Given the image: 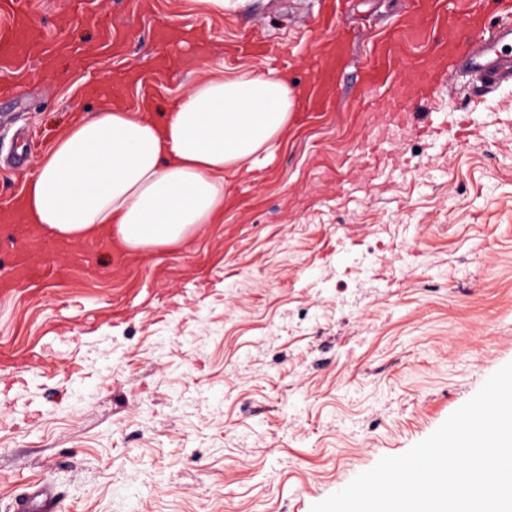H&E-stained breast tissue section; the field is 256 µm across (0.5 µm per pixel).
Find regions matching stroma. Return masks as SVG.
I'll return each mask as SVG.
<instances>
[{
    "instance_id": "1",
    "label": "stroma",
    "mask_w": 512,
    "mask_h": 512,
    "mask_svg": "<svg viewBox=\"0 0 512 512\" xmlns=\"http://www.w3.org/2000/svg\"><path fill=\"white\" fill-rule=\"evenodd\" d=\"M34 20L74 48L63 67L32 61L0 98V212L39 165L18 167L14 136L44 150L107 102L155 108L207 73L271 69L241 53L256 35L284 53L296 90L338 29L356 41L333 104L266 159L224 183V220L186 251L0 296V341L36 353L0 366V512L32 486L54 512H311L380 458L427 438L512 362V83L482 98L454 59L425 71L422 40L396 82L364 91L363 70L405 0H352L335 26L322 0H249L215 15L201 0H98L121 45L98 39L69 0H35ZM432 83L400 127L366 123L374 102ZM472 113L479 141L417 136L427 115ZM381 138L388 159L362 154ZM351 183L353 197L336 186Z\"/></svg>"
}]
</instances>
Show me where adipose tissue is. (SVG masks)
<instances>
[{"mask_svg": "<svg viewBox=\"0 0 512 512\" xmlns=\"http://www.w3.org/2000/svg\"><path fill=\"white\" fill-rule=\"evenodd\" d=\"M295 96L273 73L201 77L164 112L115 103L64 131L21 206L67 241H116L126 257L190 248L224 215V177L288 134Z\"/></svg>", "mask_w": 512, "mask_h": 512, "instance_id": "obj_1", "label": "adipose tissue"}]
</instances>
